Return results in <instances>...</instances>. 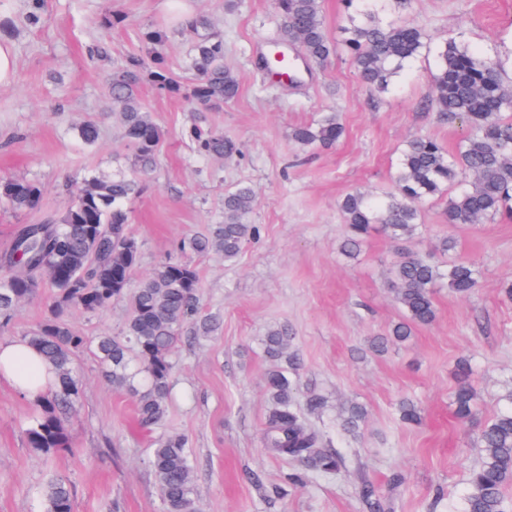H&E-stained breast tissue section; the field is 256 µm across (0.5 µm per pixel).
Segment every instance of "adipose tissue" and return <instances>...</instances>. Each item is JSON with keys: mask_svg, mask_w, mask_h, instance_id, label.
Segmentation results:
<instances>
[{"mask_svg": "<svg viewBox=\"0 0 512 512\" xmlns=\"http://www.w3.org/2000/svg\"><path fill=\"white\" fill-rule=\"evenodd\" d=\"M0 377L31 399L45 391L50 380L39 354L23 340L0 342Z\"/></svg>", "mask_w": 512, "mask_h": 512, "instance_id": "adipose-tissue-1", "label": "adipose tissue"}]
</instances>
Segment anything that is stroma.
Segmentation results:
<instances>
[{
    "instance_id": "obj_1",
    "label": "stroma",
    "mask_w": 512,
    "mask_h": 512,
    "mask_svg": "<svg viewBox=\"0 0 512 512\" xmlns=\"http://www.w3.org/2000/svg\"><path fill=\"white\" fill-rule=\"evenodd\" d=\"M109 7L125 21L106 32L100 21ZM180 7L209 17L223 36L224 63L236 74L239 93L220 109L195 112L184 98L141 82L140 98L164 137L141 193L127 204L140 250L136 275L176 253L183 238L222 223L224 194L236 184L252 187L250 221L260 228L234 261L185 255L199 272V316L215 319L217 327L207 334L191 323L184 327L164 428L189 441L203 512H362L357 492L365 480L386 500L387 512H460L482 456L480 430L512 389V300L502 294L512 282V220L451 225L444 201L430 200L421 205L417 238L397 241L374 231L348 259L339 252L345 229L339 204L357 189L378 196L391 191L410 137L456 149L464 128L438 121L427 108L438 53L455 39L512 81V0H408L402 7L379 0L380 21L422 28L427 37L426 50L382 92L361 83L342 46L304 80L268 77L259 60L278 35L273 0H48L36 27L24 21L26 0H0V40L13 46L18 63L13 81L0 85V179L34 180L44 192L38 210L0 208V250L20 225L58 220L67 187L129 169L108 82L127 59L147 58L143 35L157 27L171 29L163 53L174 71L187 75L192 34L176 18ZM102 39L109 55L90 63L88 50ZM330 112L345 129L335 147L292 139L294 127ZM87 120L101 128L92 145L78 137ZM196 125L223 132L237 152L198 154L190 139ZM446 236L456 247L444 254L436 245ZM409 249L442 264L475 263L480 286L468 298L438 289L434 322L378 353L371 341L402 317L389 272ZM50 296L44 287L21 304L0 326V342L23 338L43 320ZM128 312L120 299L97 313L73 312L68 324L93 341L120 334ZM281 326L301 362L296 402L305 406L314 393L326 398L323 411L308 420L345 460L338 473H308L301 488L286 484L290 464L262 441L271 406L265 376L276 366L263 340ZM463 359L477 391L475 414L465 422L452 405ZM76 370L83 391L68 421L73 445L49 455L34 453L22 434L31 400L0 379V512H43L41 489L55 476L70 482L74 512H163L149 466L154 433L138 426L132 398L103 380L92 351L80 354ZM405 400L418 407L417 423L401 420ZM352 402L367 412L354 435L342 430L338 416ZM253 473L261 484L250 482Z\"/></svg>"
}]
</instances>
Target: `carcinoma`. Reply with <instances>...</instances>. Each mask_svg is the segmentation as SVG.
I'll return each instance as SVG.
<instances>
[{
	"instance_id": "cac0c4a2",
	"label": "carcinoma",
	"mask_w": 512,
	"mask_h": 512,
	"mask_svg": "<svg viewBox=\"0 0 512 512\" xmlns=\"http://www.w3.org/2000/svg\"><path fill=\"white\" fill-rule=\"evenodd\" d=\"M362 16L345 30L350 51L363 84L384 90L404 64L426 47V34L418 27L383 26L378 21L377 0H344ZM47 0H27L26 21L42 23ZM282 18L275 47L299 51L304 59L322 65L336 51V43L322 17V0H274ZM195 35L190 53L193 79L166 64L162 50L169 31L155 28L144 34L150 63L130 58L114 71L109 82L113 117L122 126L131 150V173L108 179L90 177L71 196L57 222L21 226L11 247L0 252V320L16 306L32 298L45 278L53 288L51 313L25 339L41 355L54 376L53 387L34 400V413L23 429L27 446L48 454L72 445L67 421L81 394L75 361L88 348L85 337L73 333L63 320L72 309L94 313L112 300L130 297L131 315L118 336H100L94 354L112 386L126 390L135 400L137 419L145 428L164 420L173 370L172 352L184 325L199 310V274L180 257H171L154 268L133 291H128L140 260L139 246L130 233L126 203L142 189L141 178L155 165L163 130L144 110L137 94L148 78L161 94L183 96L197 112H207L234 99L239 92L236 75L224 66V38L211 30L205 16L189 22ZM433 76L430 107L441 122H461L466 134L454 152L428 137L406 140L394 175L393 190L383 196L361 191L347 193L340 209L347 234L340 251L351 257L364 238L379 227L394 240L414 237L420 227V205L442 197L448 185L470 178V185L447 197L445 214L450 224H475L499 214L512 216V89L501 72L480 54L448 40L439 53ZM343 135L334 116L315 124L300 125L292 136L306 146L331 147ZM196 151L222 157L237 151L223 134L195 127L190 132ZM42 188L25 179L0 180V201L16 210L34 211L41 206ZM255 205L250 187L239 185L224 195V223L203 236L180 245V251L221 253L224 260L239 256L244 246L259 235L248 223ZM480 284L478 267L466 261L440 265L409 250L393 269L391 289L403 318L385 337L374 342L382 351L390 342H404L418 326L434 321L435 289L442 286L466 298ZM288 329L272 330L264 340L271 358L285 356ZM296 356H288V369L274 370L265 380L272 406L265 421L267 447L299 466L288 472L286 482L303 484L305 471L333 474L342 468L338 452L324 447L321 435L305 422L293 400L288 371H297ZM467 362L458 365V386L453 395L454 412L461 421L474 415L476 391L470 384ZM508 407L485 423L480 432L482 460L471 472L461 512H512L505 487L512 482V390L504 396ZM365 423V412L349 405L341 412V427L355 434ZM165 512H201L192 482L188 439L163 433L154 441L150 460ZM45 512H74L70 483L51 479L43 490ZM363 512H385L386 503L374 486L364 482L358 489Z\"/></svg>"
}]
</instances>
